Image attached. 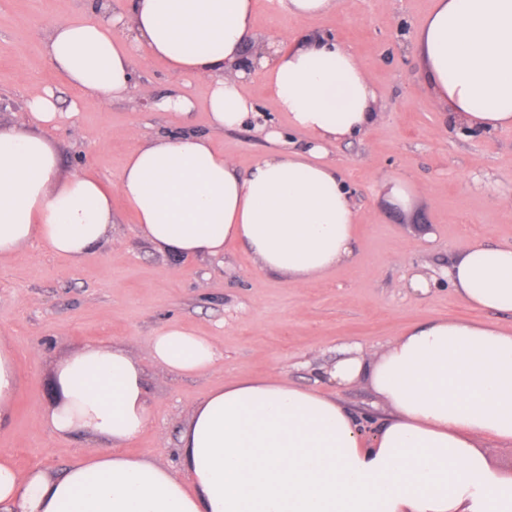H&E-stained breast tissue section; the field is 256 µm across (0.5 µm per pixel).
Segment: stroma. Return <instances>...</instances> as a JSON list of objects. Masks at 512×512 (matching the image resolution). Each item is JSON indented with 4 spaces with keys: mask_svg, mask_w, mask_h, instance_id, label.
<instances>
[{
    "mask_svg": "<svg viewBox=\"0 0 512 512\" xmlns=\"http://www.w3.org/2000/svg\"><path fill=\"white\" fill-rule=\"evenodd\" d=\"M94 0H0V121H26L33 94L52 88L61 110L78 113L51 130L64 172L90 171L114 183L139 141L191 131L209 137L240 172L274 151L253 126H211L206 81L135 56L137 82L151 93L123 100L87 96L66 84L42 49L55 16L92 13ZM433 0H340L312 19L289 16L258 0L256 30L265 36L317 31L340 39L365 64L377 91L378 119L358 138L336 143L329 161L346 177L360 220L353 258L296 286L265 273L241 246L216 259L174 258L138 233L120 195L112 197V237L71 261L31 243L0 261V340L13 350L20 385L0 448L19 473L59 474L107 442L77 432L52 433L46 410L55 369L85 343L103 341L141 353L151 331L178 323L207 337L219 358L208 371L178 377L145 364L151 421L126 453L175 468L179 434L211 391L242 378L280 375L335 397L356 413L382 419L387 410L367 386L339 387L323 372L355 347L383 350L404 329L439 317L512 330L511 314L470 308L453 292L448 271L467 244L512 243V128L473 136L452 127L422 75L414 33ZM189 96L190 116L161 112L153 100ZM414 184L410 210L379 193L389 178ZM418 273L433 285L408 286Z\"/></svg>",
    "mask_w": 512,
    "mask_h": 512,
    "instance_id": "35a3bbf8",
    "label": "stroma"
}]
</instances>
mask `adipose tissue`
Segmentation results:
<instances>
[{"instance_id":"ef3b65f1","label":"adipose tissue","mask_w":512,"mask_h":512,"mask_svg":"<svg viewBox=\"0 0 512 512\" xmlns=\"http://www.w3.org/2000/svg\"><path fill=\"white\" fill-rule=\"evenodd\" d=\"M95 18L46 25L49 62L70 85L104 99L139 86L132 59L164 60L206 80L214 127L255 117L243 93L262 78L293 129L312 145L278 143L247 173L193 132L143 140L114 186L67 173L44 129L61 118L51 90L33 95L23 125H0V259L40 242L80 260L112 231V197L140 234L178 258L223 256L237 243L264 272L300 286L348 261L359 220L348 185L325 162L329 146L377 120L376 90L341 41L307 33L258 37L255 0H129ZM413 48L450 124L487 132L512 126V0H434ZM471 307L512 314V244L477 243L449 271ZM177 375L216 362L211 342L178 324L155 329L144 358L91 342L57 367L46 418L61 436L83 431L112 451L62 474L21 475L0 450V512H512V477L482 443L512 445V333L463 319L408 328L379 353L356 351L327 377L362 382L388 406L380 426L335 398L279 376L210 392L180 434L182 475L123 453L149 424L144 361Z\"/></svg>"}]
</instances>
